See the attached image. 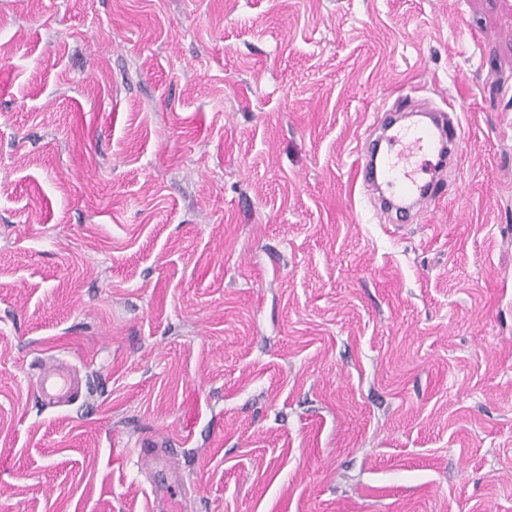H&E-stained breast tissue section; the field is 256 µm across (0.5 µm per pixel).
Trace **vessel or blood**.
<instances>
[{
	"label": "vessel or blood",
	"instance_id": "b4317fda",
	"mask_svg": "<svg viewBox=\"0 0 512 512\" xmlns=\"http://www.w3.org/2000/svg\"><path fill=\"white\" fill-rule=\"evenodd\" d=\"M422 122L401 124L397 108L376 115L371 129L385 140V150H371L357 168V177L376 211L399 217L423 215L434 200L447 168L461 157L462 129L456 114L428 107ZM78 384L67 368L55 364L37 378L39 396L66 401Z\"/></svg>",
	"mask_w": 512,
	"mask_h": 512
}]
</instances>
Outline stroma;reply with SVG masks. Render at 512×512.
<instances>
[{
	"label": "stroma",
	"instance_id": "35a3bbf8",
	"mask_svg": "<svg viewBox=\"0 0 512 512\" xmlns=\"http://www.w3.org/2000/svg\"><path fill=\"white\" fill-rule=\"evenodd\" d=\"M512 0H0V512H512ZM454 109L425 220L355 177ZM65 359L75 402L41 400Z\"/></svg>",
	"mask_w": 512,
	"mask_h": 512
}]
</instances>
